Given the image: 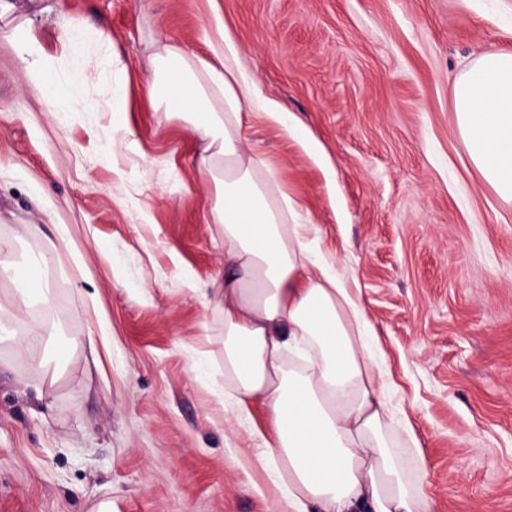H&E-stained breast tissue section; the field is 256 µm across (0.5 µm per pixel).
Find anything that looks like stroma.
I'll return each instance as SVG.
<instances>
[{
    "mask_svg": "<svg viewBox=\"0 0 512 512\" xmlns=\"http://www.w3.org/2000/svg\"><path fill=\"white\" fill-rule=\"evenodd\" d=\"M0 25V297L49 243L53 308L0 312V512H275L225 409L224 267L211 185L186 123L146 93L165 43L222 67L259 108L245 147L273 166L354 278L389 370L383 394L425 459L431 512H512V203L468 161L455 78L512 51L506 0H14ZM61 82L65 32L87 82L49 104L17 50ZM125 88L117 111L98 106ZM41 349L18 343L29 322ZM54 384H44L46 373Z\"/></svg>",
    "mask_w": 512,
    "mask_h": 512,
    "instance_id": "1",
    "label": "stroma"
}]
</instances>
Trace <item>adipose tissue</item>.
<instances>
[{"label":"adipose tissue","mask_w":512,"mask_h":512,"mask_svg":"<svg viewBox=\"0 0 512 512\" xmlns=\"http://www.w3.org/2000/svg\"><path fill=\"white\" fill-rule=\"evenodd\" d=\"M237 59L196 66L165 45L148 94L204 141L224 235V271L213 281L224 317V397L251 419L242 449L263 469L286 512H429L422 485L389 431L384 372L369 352L356 289L319 256L296 203L263 176L267 162L241 136ZM458 130L469 162L512 202V52L483 53L455 82Z\"/></svg>","instance_id":"obj_1"}]
</instances>
